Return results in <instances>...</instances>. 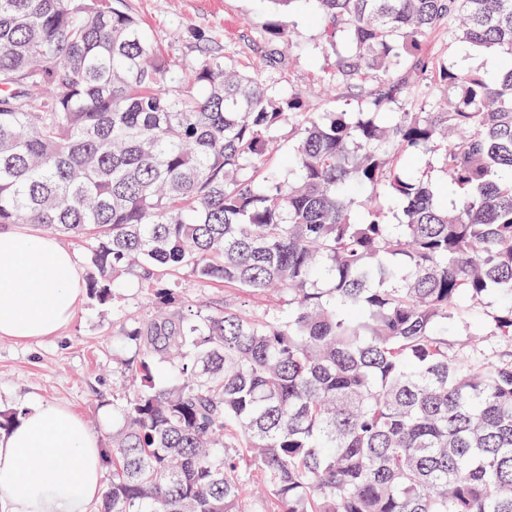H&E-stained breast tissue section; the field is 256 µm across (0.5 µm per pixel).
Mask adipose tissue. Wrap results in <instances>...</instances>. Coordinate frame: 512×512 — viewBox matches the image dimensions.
I'll return each mask as SVG.
<instances>
[{"label": "adipose tissue", "instance_id": "1", "mask_svg": "<svg viewBox=\"0 0 512 512\" xmlns=\"http://www.w3.org/2000/svg\"><path fill=\"white\" fill-rule=\"evenodd\" d=\"M82 266L55 238L0 232V337L39 341L73 319ZM67 466H57L60 455ZM104 453L66 408L37 405L0 435V512H87L104 492Z\"/></svg>", "mask_w": 512, "mask_h": 512}]
</instances>
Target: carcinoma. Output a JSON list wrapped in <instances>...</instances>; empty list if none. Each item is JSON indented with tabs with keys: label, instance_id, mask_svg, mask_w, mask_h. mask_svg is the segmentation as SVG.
<instances>
[{
	"label": "carcinoma",
	"instance_id": "carcinoma-1",
	"mask_svg": "<svg viewBox=\"0 0 512 512\" xmlns=\"http://www.w3.org/2000/svg\"><path fill=\"white\" fill-rule=\"evenodd\" d=\"M310 2L360 112L178 68L113 0H0V225L84 244L137 347L98 512H512V0ZM180 272L276 300L188 314ZM121 293L124 295L121 304L124 305L126 314L129 316H140L151 310V299L146 291L140 287L134 279L124 283Z\"/></svg>",
	"mask_w": 512,
	"mask_h": 512
}]
</instances>
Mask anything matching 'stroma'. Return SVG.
Instances as JSON below:
<instances>
[{
	"instance_id": "stroma-1",
	"label": "stroma",
	"mask_w": 512,
	"mask_h": 512,
	"mask_svg": "<svg viewBox=\"0 0 512 512\" xmlns=\"http://www.w3.org/2000/svg\"><path fill=\"white\" fill-rule=\"evenodd\" d=\"M119 5L139 17L149 42L181 67L219 57L257 69L275 95L309 91L308 111L354 112L361 105L351 93L340 98L324 93L336 48L304 0L281 7L272 0H120ZM275 19L287 22L291 45L269 40L267 25ZM122 317L111 305L87 298L72 323L55 336L26 343L0 338V410L36 403L67 407L100 447L111 448L112 398L133 384L124 369L135 347L121 334Z\"/></svg>"
}]
</instances>
